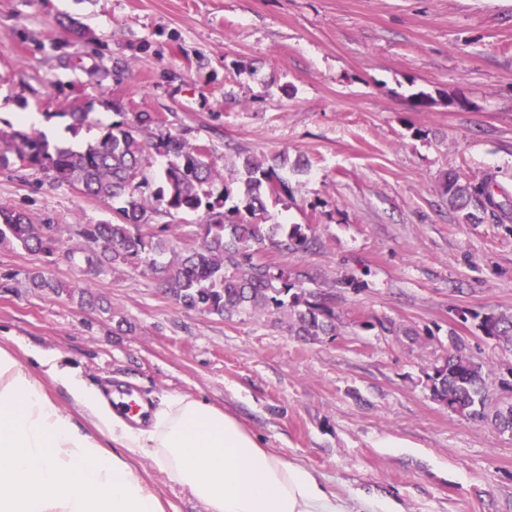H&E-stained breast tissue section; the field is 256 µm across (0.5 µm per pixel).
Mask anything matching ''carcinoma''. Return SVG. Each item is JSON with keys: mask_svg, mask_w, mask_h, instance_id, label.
<instances>
[{"mask_svg": "<svg viewBox=\"0 0 512 512\" xmlns=\"http://www.w3.org/2000/svg\"><path fill=\"white\" fill-rule=\"evenodd\" d=\"M117 119L101 127L96 142L82 150L52 145L34 127L0 129V163L10 152L22 167L52 172L59 185L78 188L85 195L111 203L112 218L86 224L84 244L72 260L115 270L140 268L156 279L166 294L188 310L220 318L268 313L288 319L297 335L310 340L336 335L333 295L306 288L288 271L271 268L258 254L272 247L289 254L312 246L308 227L270 223L267 201L292 195L283 173L288 158L245 157L235 177L224 180L205 145H193L166 128V119L154 112H117ZM166 159L158 175L151 173L156 158ZM496 176L461 181L449 175L442 183L448 205L463 212L470 204L498 212L499 222L512 218V210L496 201ZM199 215L202 242L180 251L169 232L173 225H150L157 216ZM0 245L52 255L54 238L43 225L6 202H0ZM34 287L56 295L66 294L80 305L95 306L100 298L91 288H73L42 272L31 276ZM463 321L477 322L490 339L512 350V314L493 309L483 313L461 309ZM432 399L454 414L489 420L502 431H512V404L489 410L488 374L484 366L459 347L436 361L424 373Z\"/></svg>", "mask_w": 512, "mask_h": 512, "instance_id": "carcinoma-1", "label": "carcinoma"}]
</instances>
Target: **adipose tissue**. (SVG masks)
<instances>
[{"label": "adipose tissue", "mask_w": 512, "mask_h": 512, "mask_svg": "<svg viewBox=\"0 0 512 512\" xmlns=\"http://www.w3.org/2000/svg\"><path fill=\"white\" fill-rule=\"evenodd\" d=\"M0 348V512H166L135 458L150 459L206 512H371L286 460L235 416L186 395L162 398L131 423L105 389L39 357ZM63 388L81 419L43 380Z\"/></svg>", "instance_id": "obj_1"}]
</instances>
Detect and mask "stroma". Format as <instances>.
<instances>
[{
  "instance_id": "obj_1",
  "label": "stroma",
  "mask_w": 512,
  "mask_h": 512,
  "mask_svg": "<svg viewBox=\"0 0 512 512\" xmlns=\"http://www.w3.org/2000/svg\"><path fill=\"white\" fill-rule=\"evenodd\" d=\"M420 91L430 107L413 108ZM88 102L84 143L117 106L162 115L228 176L239 157L287 154L292 197L268 201L269 215L309 225L315 244L260 259L333 294L336 334L307 341L278 315L225 320L135 268L94 277L0 246V347L26 364L63 357L144 401L205 399L392 512H512V432L450 413L424 386L456 336L492 397L512 400L499 387L512 351L457 315L512 314V223L464 221L440 196L447 173H491L498 201L512 200V0H0V127L37 112L65 145L72 104ZM0 201L50 224L65 250L81 242L74 225L111 216L16 162L0 166ZM37 271L90 286L108 312L32 288ZM138 466L175 512H202L150 460Z\"/></svg>"
}]
</instances>
